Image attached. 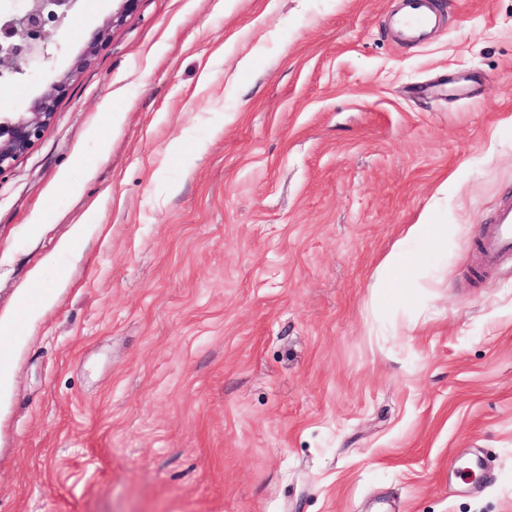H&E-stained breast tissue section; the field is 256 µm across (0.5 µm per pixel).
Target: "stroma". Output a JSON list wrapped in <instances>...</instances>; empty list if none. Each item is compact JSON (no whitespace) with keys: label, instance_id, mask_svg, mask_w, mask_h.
Wrapping results in <instances>:
<instances>
[{"label":"stroma","instance_id":"stroma-1","mask_svg":"<svg viewBox=\"0 0 512 512\" xmlns=\"http://www.w3.org/2000/svg\"><path fill=\"white\" fill-rule=\"evenodd\" d=\"M83 0L0 174V512H512V0ZM106 225L78 250V224ZM414 224L448 250L374 284ZM401 10L394 18L399 36L410 42L424 41L436 22L432 0H400ZM76 72L74 69L50 84L24 112L0 113V174L11 169L42 138ZM481 252L491 261L512 254V207H503L493 224L485 227L480 240ZM25 336L18 329L14 315L0 316V400L7 398L14 387L13 359Z\"/></svg>","mask_w":512,"mask_h":512}]
</instances>
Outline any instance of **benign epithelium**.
I'll return each instance as SVG.
<instances>
[{
  "instance_id": "benign-epithelium-1",
  "label": "benign epithelium",
  "mask_w": 512,
  "mask_h": 512,
  "mask_svg": "<svg viewBox=\"0 0 512 512\" xmlns=\"http://www.w3.org/2000/svg\"><path fill=\"white\" fill-rule=\"evenodd\" d=\"M81 0H21L5 19H0V83L22 75V64H36L50 55V31L65 27L76 13ZM108 37V28L87 36L86 55L76 69L54 81L23 112L0 114V174L30 150L49 126L59 99L68 90L76 74Z\"/></svg>"
}]
</instances>
